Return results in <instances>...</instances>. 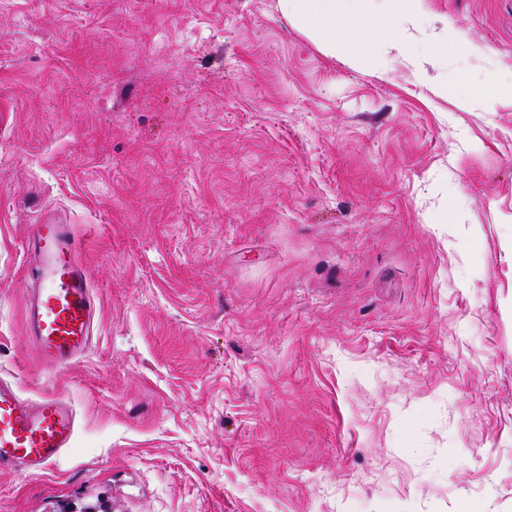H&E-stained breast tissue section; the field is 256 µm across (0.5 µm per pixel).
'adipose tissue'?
Here are the masks:
<instances>
[{
    "mask_svg": "<svg viewBox=\"0 0 512 512\" xmlns=\"http://www.w3.org/2000/svg\"><path fill=\"white\" fill-rule=\"evenodd\" d=\"M288 19L309 37L318 40L326 55L345 56L356 66L373 62V44L384 37L390 20L379 19L363 27L355 19L358 0H279Z\"/></svg>",
    "mask_w": 512,
    "mask_h": 512,
    "instance_id": "1",
    "label": "adipose tissue"
}]
</instances>
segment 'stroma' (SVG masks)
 I'll list each match as a JSON object with an SVG mask.
<instances>
[{"instance_id":"stroma-1","label":"stroma","mask_w":512,"mask_h":512,"mask_svg":"<svg viewBox=\"0 0 512 512\" xmlns=\"http://www.w3.org/2000/svg\"><path fill=\"white\" fill-rule=\"evenodd\" d=\"M379 51L278 0H0V375L77 422L0 512H512V0ZM46 221L99 303L64 368ZM25 327L42 361L64 367L87 350L99 310L71 224H34Z\"/></svg>"}]
</instances>
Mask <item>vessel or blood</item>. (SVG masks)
Here are the masks:
<instances>
[{
  "instance_id": "b4317fda",
  "label": "vessel or blood",
  "mask_w": 512,
  "mask_h": 512,
  "mask_svg": "<svg viewBox=\"0 0 512 512\" xmlns=\"http://www.w3.org/2000/svg\"><path fill=\"white\" fill-rule=\"evenodd\" d=\"M31 240L26 332L45 364L64 367L87 350L98 301L71 225H33ZM76 432L68 403L54 396L27 401L14 380L0 378V469L43 472Z\"/></svg>"
}]
</instances>
